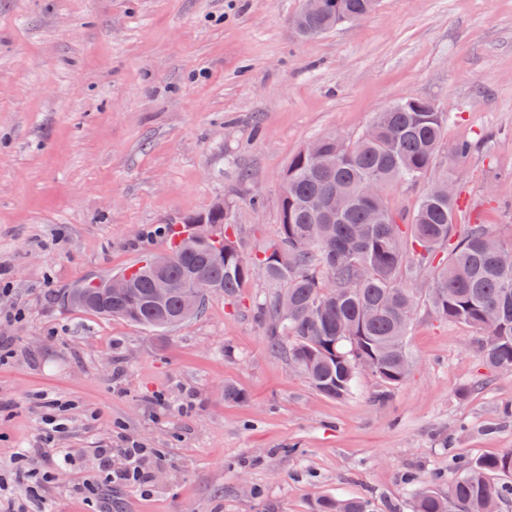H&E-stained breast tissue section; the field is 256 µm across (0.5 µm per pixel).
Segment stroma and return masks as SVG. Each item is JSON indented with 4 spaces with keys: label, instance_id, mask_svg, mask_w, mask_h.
Returning a JSON list of instances; mask_svg holds the SVG:
<instances>
[{
    "label": "stroma",
    "instance_id": "35a3bbf8",
    "mask_svg": "<svg viewBox=\"0 0 512 512\" xmlns=\"http://www.w3.org/2000/svg\"><path fill=\"white\" fill-rule=\"evenodd\" d=\"M300 6L0 0V460L23 452L53 477L40 502L5 489L27 512H312L336 493L412 512L409 476L444 490L460 460L512 449V372L425 306L408 379L386 391L364 373L336 401L270 348L261 279L164 332L56 299L167 250L181 217L218 201L238 205L257 250L278 234L294 153L331 132L355 139L411 97L447 114L436 172L460 196L457 223L512 239V0H380L307 40L289 24ZM228 384L244 400H225ZM41 392L76 403L54 447ZM120 436L161 450L149 485L79 493L95 449Z\"/></svg>",
    "mask_w": 512,
    "mask_h": 512
}]
</instances>
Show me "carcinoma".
Segmentation results:
<instances>
[{
    "instance_id": "1",
    "label": "carcinoma",
    "mask_w": 512,
    "mask_h": 512,
    "mask_svg": "<svg viewBox=\"0 0 512 512\" xmlns=\"http://www.w3.org/2000/svg\"><path fill=\"white\" fill-rule=\"evenodd\" d=\"M377 0H310L290 23L303 38L359 21ZM446 113L426 99L407 98L375 114L370 134L348 140L330 133L316 138L319 152L299 150L281 174L277 238L254 253L237 240L238 208L220 202L200 213L212 237L196 240L189 216L169 247L172 264L159 273L151 262L117 278L125 288L59 294L62 305L84 313L117 317L153 331L190 319L181 295L197 274L210 278L214 294L233 303L240 288L262 278L257 310L271 346L294 364L323 396L342 400L354 393L368 367L395 387L409 376V330L418 307L479 334L484 363L512 372V265L500 261L511 248L488 224H454L459 196L425 192L407 214L392 211L388 192L399 184L446 181L436 174ZM317 196L339 197L343 210L328 220L315 208ZM427 288H413L424 269ZM175 284L161 304L154 301L159 276ZM512 470V450L466 463L458 478L439 492L419 478L413 512H489L512 498V484L492 476ZM313 512H369L366 501L342 495L319 499Z\"/></svg>"
}]
</instances>
